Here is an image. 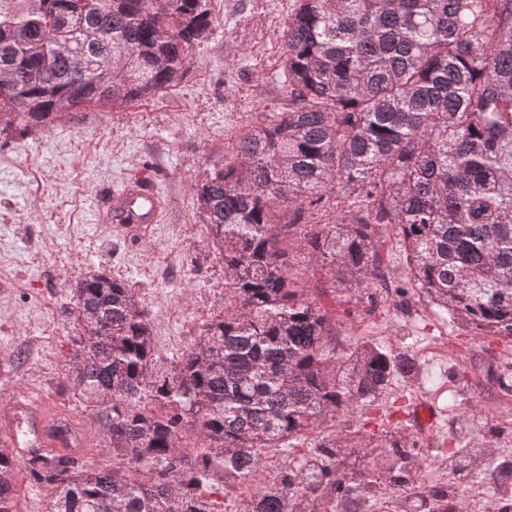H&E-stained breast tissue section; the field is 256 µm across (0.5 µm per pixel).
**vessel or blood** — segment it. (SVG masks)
Wrapping results in <instances>:
<instances>
[{"instance_id":"1","label":"vessel or blood","mask_w":512,"mask_h":512,"mask_svg":"<svg viewBox=\"0 0 512 512\" xmlns=\"http://www.w3.org/2000/svg\"><path fill=\"white\" fill-rule=\"evenodd\" d=\"M168 210L165 196L159 191L149 172H139L112 191L97 206L94 221L98 224H120L130 231L164 222ZM0 434L10 448H44L60 446L61 441L48 434L44 417L31 405L14 401L0 411Z\"/></svg>"}]
</instances>
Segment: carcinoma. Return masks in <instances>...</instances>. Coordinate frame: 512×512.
I'll use <instances>...</instances> for the list:
<instances>
[{
  "mask_svg": "<svg viewBox=\"0 0 512 512\" xmlns=\"http://www.w3.org/2000/svg\"><path fill=\"white\" fill-rule=\"evenodd\" d=\"M212 25V0H0V136L176 85ZM280 77L285 97L197 184L224 310L165 369L136 290L79 275L66 379L118 465L1 445L0 512H17L19 459L45 512H223L212 481L245 488L266 448L307 453L238 512H358L372 489L408 487L416 443L364 425L415 362L368 338L338 346L327 304L377 303L383 229L401 291L512 338V0H292ZM412 495L427 512L444 491Z\"/></svg>",
  "mask_w": 512,
  "mask_h": 512,
  "instance_id": "1",
  "label": "carcinoma"
}]
</instances>
